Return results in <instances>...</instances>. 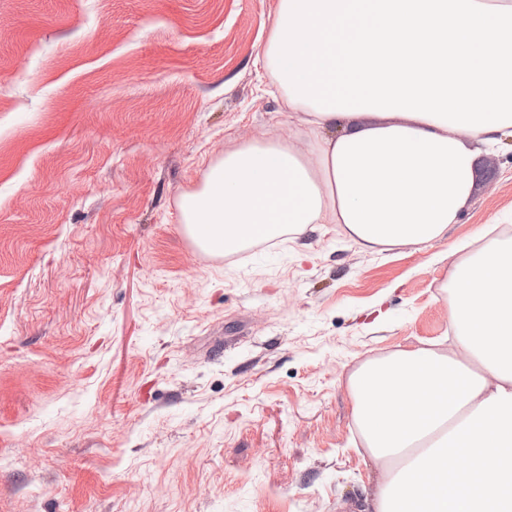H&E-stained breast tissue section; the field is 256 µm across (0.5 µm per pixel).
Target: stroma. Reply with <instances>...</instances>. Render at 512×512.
Instances as JSON below:
<instances>
[{"label": "stroma", "instance_id": "1", "mask_svg": "<svg viewBox=\"0 0 512 512\" xmlns=\"http://www.w3.org/2000/svg\"><path fill=\"white\" fill-rule=\"evenodd\" d=\"M278 0H0V512H364V360L451 337L448 252L512 221V138L447 235L224 257L179 208L294 137Z\"/></svg>", "mask_w": 512, "mask_h": 512}]
</instances>
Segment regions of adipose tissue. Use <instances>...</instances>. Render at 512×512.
<instances>
[{
    "label": "adipose tissue",
    "mask_w": 512,
    "mask_h": 512,
    "mask_svg": "<svg viewBox=\"0 0 512 512\" xmlns=\"http://www.w3.org/2000/svg\"><path fill=\"white\" fill-rule=\"evenodd\" d=\"M263 60L299 128L226 151L181 198L209 252L320 224L364 250L429 244L470 199L478 146L512 137V0H279ZM457 249L450 347L349 379L372 512H512V235Z\"/></svg>",
    "instance_id": "ef3b65f1"
}]
</instances>
